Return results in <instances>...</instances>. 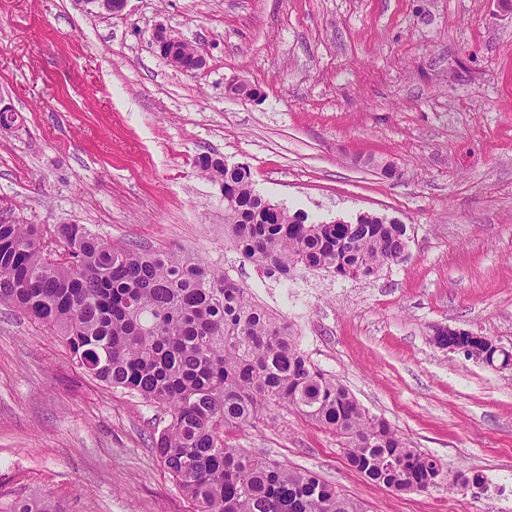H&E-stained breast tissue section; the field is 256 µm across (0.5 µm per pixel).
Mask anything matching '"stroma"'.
<instances>
[{
	"label": "stroma",
	"mask_w": 512,
	"mask_h": 512,
	"mask_svg": "<svg viewBox=\"0 0 512 512\" xmlns=\"http://www.w3.org/2000/svg\"><path fill=\"white\" fill-rule=\"evenodd\" d=\"M197 43L170 67L152 34ZM234 78L261 91L229 97ZM0 218L84 224L223 266L288 321L304 354L448 482L396 492L338 439L274 407L228 443L317 473L365 512H512V370L436 347L432 329L512 350V0H0ZM248 165L255 189L309 221L407 228L371 279L269 278L224 236L199 155ZM163 412L80 369L57 336L0 303V504L57 512H193L153 442ZM476 471L482 488L451 482ZM154 43L159 55L176 70L194 73L206 67V57L195 44L175 36L166 28L157 29Z\"/></svg>",
	"instance_id": "1"
}]
</instances>
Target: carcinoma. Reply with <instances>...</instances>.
<instances>
[{"mask_svg": "<svg viewBox=\"0 0 512 512\" xmlns=\"http://www.w3.org/2000/svg\"><path fill=\"white\" fill-rule=\"evenodd\" d=\"M224 191V231L269 276L302 267L356 279L406 256L403 224L339 227L277 210L251 171L201 155ZM64 244L62 260L46 244ZM0 302L60 336L91 376L165 410L155 444L195 512H364L315 473L249 455L224 440L272 406L295 409L343 439L349 465L398 492L443 485L445 472L336 379L307 360L288 322L256 305L224 269L188 254L112 241L84 224L0 221ZM471 356L512 365V351L477 340Z\"/></svg>", "mask_w": 512, "mask_h": 512, "instance_id": "obj_1", "label": "carcinoma"}]
</instances>
